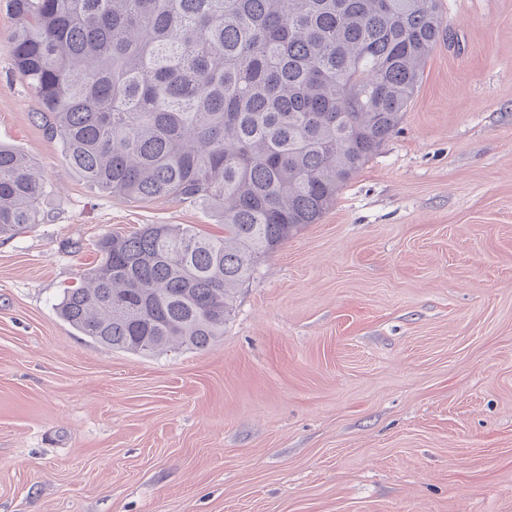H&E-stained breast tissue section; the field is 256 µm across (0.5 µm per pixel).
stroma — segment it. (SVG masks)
Segmentation results:
<instances>
[{"mask_svg":"<svg viewBox=\"0 0 512 512\" xmlns=\"http://www.w3.org/2000/svg\"><path fill=\"white\" fill-rule=\"evenodd\" d=\"M440 9L397 130L223 336L141 356L64 322L63 289L105 234L223 228L80 178L0 0V144L46 182L43 224L0 239V512H512V0Z\"/></svg>","mask_w":512,"mask_h":512,"instance_id":"obj_1","label":"stroma"}]
</instances>
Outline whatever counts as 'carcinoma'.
I'll return each mask as SVG.
<instances>
[{
  "instance_id": "1",
  "label": "carcinoma",
  "mask_w": 512,
  "mask_h": 512,
  "mask_svg": "<svg viewBox=\"0 0 512 512\" xmlns=\"http://www.w3.org/2000/svg\"><path fill=\"white\" fill-rule=\"evenodd\" d=\"M15 69L70 166L114 197L201 204L224 235L147 224L95 243L59 316L154 355L224 334L258 260L315 224L395 132L443 32L438 0H10ZM43 179L0 145V237Z\"/></svg>"
}]
</instances>
